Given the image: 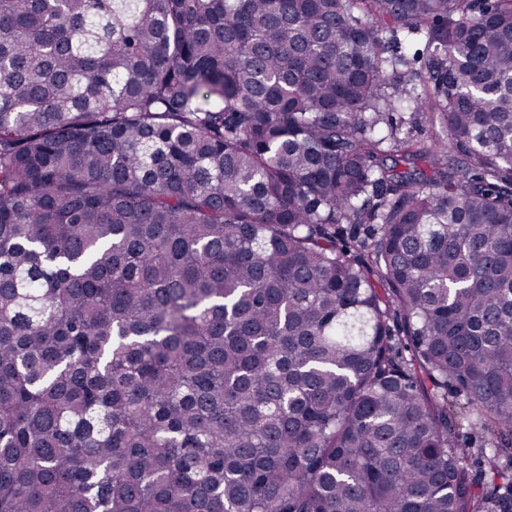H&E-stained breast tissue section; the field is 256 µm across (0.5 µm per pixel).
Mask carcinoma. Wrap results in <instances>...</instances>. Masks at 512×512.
Segmentation results:
<instances>
[{
  "label": "carcinoma",
  "instance_id": "obj_1",
  "mask_svg": "<svg viewBox=\"0 0 512 512\" xmlns=\"http://www.w3.org/2000/svg\"><path fill=\"white\" fill-rule=\"evenodd\" d=\"M0 512H512V0H0Z\"/></svg>",
  "mask_w": 512,
  "mask_h": 512
}]
</instances>
